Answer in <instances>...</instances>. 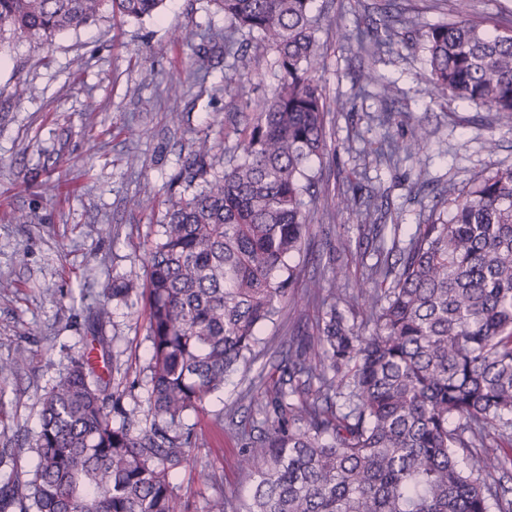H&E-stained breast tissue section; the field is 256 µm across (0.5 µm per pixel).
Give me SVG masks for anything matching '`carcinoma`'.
Listing matches in <instances>:
<instances>
[{
	"instance_id": "obj_1",
	"label": "carcinoma",
	"mask_w": 512,
	"mask_h": 512,
	"mask_svg": "<svg viewBox=\"0 0 512 512\" xmlns=\"http://www.w3.org/2000/svg\"><path fill=\"white\" fill-rule=\"evenodd\" d=\"M165 0H0V45L42 44L103 14L143 19ZM224 12V52L258 72L262 54L235 48L246 30L276 53L280 84L242 130L241 154L221 176L174 206L146 253L138 291L112 281L103 298H143L151 342L148 395L161 422L138 414L90 381L94 357L71 361L44 395L31 451L32 477L0 490V512H177L171 472L188 464L184 415L204 409L227 376L254 357L257 329L294 298L310 224L309 164L327 143L326 98L313 0H213ZM401 19L371 34H342L362 50L391 43ZM434 88L481 104L512 123V20H475L465 0L424 34ZM425 134L411 130L382 157L411 158ZM199 143L185 173L206 174ZM360 291L375 324L362 335L340 309L352 297L313 282L326 306L320 349L293 336L278 378L260 399L259 434L242 433L250 500L220 496L207 512H512V166L471 180L450 217L418 225L392 261L380 244ZM388 284L382 289L380 285ZM118 416L121 424L114 425Z\"/></svg>"
}]
</instances>
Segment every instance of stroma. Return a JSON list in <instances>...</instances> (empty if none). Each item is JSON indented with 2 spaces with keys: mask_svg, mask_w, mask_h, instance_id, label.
I'll return each mask as SVG.
<instances>
[{
  "mask_svg": "<svg viewBox=\"0 0 512 512\" xmlns=\"http://www.w3.org/2000/svg\"><path fill=\"white\" fill-rule=\"evenodd\" d=\"M396 3L410 23L372 54L340 33L378 25L383 0H314L320 67L313 77L326 96L328 146L310 164L311 229L294 259L299 301L283 303L259 330L255 360L204 411L184 418L181 429L194 444L189 464L171 477L178 512H206L215 497L237 502L252 490L254 477L239 464L238 432L263 424L242 394L260 377L277 376L289 337L316 342L325 309L304 300L307 285L327 282L340 267L342 287L358 294L376 260L375 234L405 247L436 202L478 173L512 165V124L431 84L422 34L451 17L452 0ZM239 40L264 52L262 71H235L224 53V16L211 0H166L152 18H102L48 45L22 39L0 48V281L8 284L0 290V362L16 347L29 352L17 372L0 377V448L11 451L0 462V486L33 470L41 398L92 335L109 346L106 394L136 408L141 426L151 425L142 308L111 301L100 324L92 311L112 279L145 283V248L167 211L205 185L182 176L199 139L209 140L213 170L222 173L241 129L278 86L274 51L245 32ZM385 83L391 94H383ZM415 126L426 133L424 150L382 159L388 143ZM145 196L151 206L136 207ZM342 199L351 206L344 214L337 211ZM366 209L368 221L360 217ZM341 238L350 249L339 254Z\"/></svg>",
  "mask_w": 512,
  "mask_h": 512,
  "instance_id": "obj_1",
  "label": "stroma"
}]
</instances>
